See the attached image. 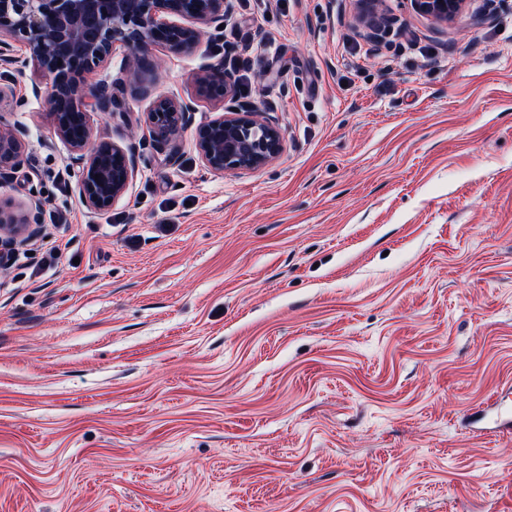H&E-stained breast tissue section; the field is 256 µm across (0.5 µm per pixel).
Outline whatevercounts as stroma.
Wrapping results in <instances>:
<instances>
[{
    "label": "stroma",
    "mask_w": 512,
    "mask_h": 512,
    "mask_svg": "<svg viewBox=\"0 0 512 512\" xmlns=\"http://www.w3.org/2000/svg\"><path fill=\"white\" fill-rule=\"evenodd\" d=\"M234 18L272 45L232 81L282 152L217 173L187 129L167 157L114 45L91 124L136 168L106 212L13 45L0 199L44 207L0 268V512H512V423L473 434L512 404V0ZM208 47L149 51L199 123L223 112L196 95ZM416 9L436 23L448 25L464 12L468 0H411ZM22 145L14 136L0 134V181L8 180L21 165Z\"/></svg>",
    "instance_id": "obj_1"
}]
</instances>
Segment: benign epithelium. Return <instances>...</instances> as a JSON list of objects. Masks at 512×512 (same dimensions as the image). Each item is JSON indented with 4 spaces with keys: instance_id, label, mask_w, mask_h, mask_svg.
Here are the masks:
<instances>
[{
    "instance_id": "obj_1",
    "label": "benign epithelium",
    "mask_w": 512,
    "mask_h": 512,
    "mask_svg": "<svg viewBox=\"0 0 512 512\" xmlns=\"http://www.w3.org/2000/svg\"><path fill=\"white\" fill-rule=\"evenodd\" d=\"M416 9L436 23L455 22L467 0H412ZM234 0H0V62L14 63L6 35L27 45L29 59L51 78L49 101L57 136L78 154L82 170L79 193L91 209L105 211L123 196L135 170L132 152L92 138L90 113L112 111V94L90 87L83 74L100 65L116 43L134 54V76L153 71L149 48L165 46L191 53L200 44L201 26L224 27ZM76 59L67 75L57 62ZM197 96L224 103V114L193 125L195 107L163 94L152 100L146 122L157 147L174 156V136L194 127L201 161L215 172L252 170L266 165L283 149L278 123L264 112L239 102L224 72L206 68L196 78ZM22 145L14 136L0 134V181L21 165ZM34 232L30 216L19 215L9 202L0 203V265L8 262L24 235Z\"/></svg>"
}]
</instances>
